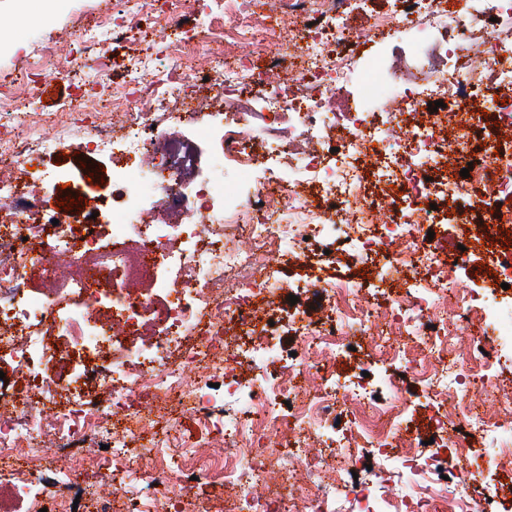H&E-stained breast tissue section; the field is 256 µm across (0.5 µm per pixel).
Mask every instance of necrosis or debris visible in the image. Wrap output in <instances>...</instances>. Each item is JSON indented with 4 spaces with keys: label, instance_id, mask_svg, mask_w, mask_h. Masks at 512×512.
Returning <instances> with one entry per match:
<instances>
[{
    "label": "necrosis or debris",
    "instance_id": "1",
    "mask_svg": "<svg viewBox=\"0 0 512 512\" xmlns=\"http://www.w3.org/2000/svg\"><path fill=\"white\" fill-rule=\"evenodd\" d=\"M117 2L74 10L82 47L43 49L40 78L88 84L56 117L35 106L40 79L0 86V481L25 512H110L115 498L129 512H213L203 497L218 481L225 512H506L494 489L472 510L443 475L452 460L473 482L512 474V388L492 372L512 356L497 304L512 300V244L491 245L493 298L458 285L470 229L512 231V0H388L362 34L353 0ZM160 33L172 63L152 73L141 62ZM114 42L135 57L116 91ZM363 42L377 52L361 68ZM203 89L212 111L196 104ZM77 113L83 141L133 159L112 184L108 244L74 229L27 169L24 142L51 124L49 147L66 143ZM183 121L210 143L206 177H184ZM184 212L195 222L170 223ZM444 223L461 244L430 237ZM60 253L93 277L29 300L27 268ZM280 257L317 267L294 294L318 295V312L297 304L279 320ZM342 264L374 277H323ZM149 271L155 286L130 293ZM395 283L386 303L366 296ZM351 347L389 371L370 359L354 380L326 373ZM404 374L436 412L432 444L412 430ZM55 388L68 408L45 400ZM172 402L194 431L158 429ZM452 427L488 447L449 442ZM288 433L297 448L273 445ZM376 462L378 484L361 481Z\"/></svg>",
    "mask_w": 512,
    "mask_h": 512
}]
</instances>
